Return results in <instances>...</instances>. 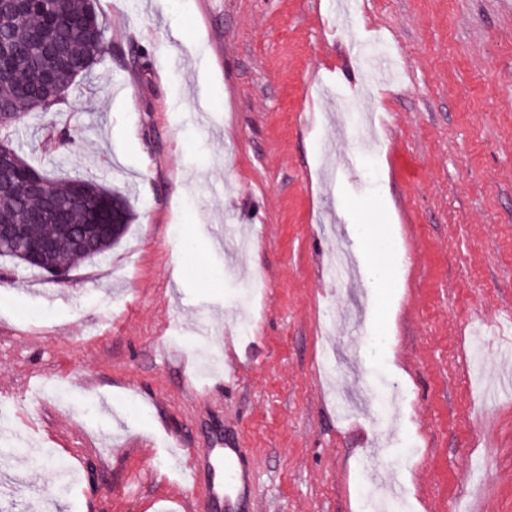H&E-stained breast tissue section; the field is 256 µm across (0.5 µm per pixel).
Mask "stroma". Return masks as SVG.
I'll use <instances>...</instances> for the list:
<instances>
[{
    "label": "stroma",
    "mask_w": 512,
    "mask_h": 512,
    "mask_svg": "<svg viewBox=\"0 0 512 512\" xmlns=\"http://www.w3.org/2000/svg\"><path fill=\"white\" fill-rule=\"evenodd\" d=\"M205 2L94 0L110 53L15 128L135 218L62 282L0 258V512H179L167 435L227 429L258 512H369L382 467L409 512H512V14L364 0L384 80L334 0ZM43 149L58 152L74 144V135L68 128H58L56 125H44L41 128Z\"/></svg>",
    "instance_id": "stroma-1"
}]
</instances>
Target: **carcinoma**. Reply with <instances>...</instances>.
<instances>
[{
	"label": "carcinoma",
	"instance_id": "1",
	"mask_svg": "<svg viewBox=\"0 0 512 512\" xmlns=\"http://www.w3.org/2000/svg\"><path fill=\"white\" fill-rule=\"evenodd\" d=\"M91 0H32L26 17H19L9 5L0 6V39L10 46L6 67L0 70V104L19 114L34 111L25 89L44 71L56 78L65 91L79 77L91 74L93 66L109 51L107 23ZM43 149L58 152L74 144L70 129L54 124L41 128ZM104 188L92 178L55 180L48 176L29 198L9 192L0 193V217L14 224L27 225L32 238L51 237L56 248L36 270L51 276L68 273L79 261L98 258L117 245L127 233L132 208L125 193L112 191L111 219L119 225L115 235L96 240L83 249L70 243L71 225L89 220L99 206ZM52 197L71 199L75 207L69 224H54L47 217L31 222L39 200Z\"/></svg>",
	"mask_w": 512,
	"mask_h": 512
}]
</instances>
